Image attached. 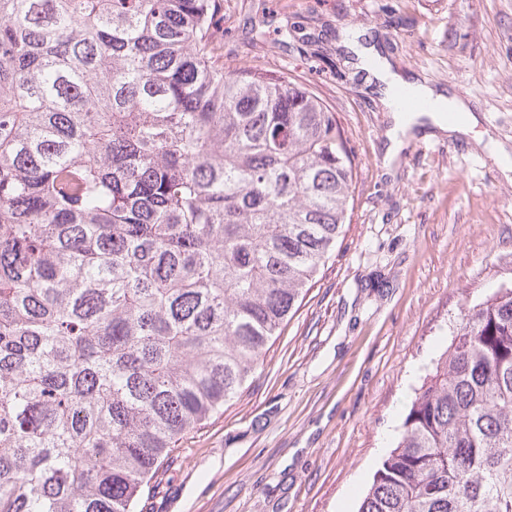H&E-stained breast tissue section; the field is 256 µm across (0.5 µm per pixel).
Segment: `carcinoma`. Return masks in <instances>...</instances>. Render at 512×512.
<instances>
[{"label": "carcinoma", "mask_w": 512, "mask_h": 512, "mask_svg": "<svg viewBox=\"0 0 512 512\" xmlns=\"http://www.w3.org/2000/svg\"><path fill=\"white\" fill-rule=\"evenodd\" d=\"M221 0H0V512H135L347 223L323 99ZM358 512H512V286L461 311Z\"/></svg>", "instance_id": "obj_1"}]
</instances>
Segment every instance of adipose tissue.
<instances>
[{"instance_id": "adipose-tissue-1", "label": "adipose tissue", "mask_w": 512, "mask_h": 512, "mask_svg": "<svg viewBox=\"0 0 512 512\" xmlns=\"http://www.w3.org/2000/svg\"><path fill=\"white\" fill-rule=\"evenodd\" d=\"M364 36V30H353L345 35L343 44L355 56L357 68L365 72L367 82L378 90L382 103L391 114L393 124L386 132L383 158L385 170H393L404 147L414 138L416 128L425 120L431 125L432 135L473 137L477 146L490 153L502 175L512 174V151L490 132H478L480 119L470 101L447 93L443 88L429 85L416 74L394 70L387 56L382 55L375 46L364 45ZM403 87L429 101L430 111L403 114L395 98L397 90ZM449 111L462 114V121L448 122L445 114Z\"/></svg>"}]
</instances>
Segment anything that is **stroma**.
Instances as JSON below:
<instances>
[{"instance_id":"1","label":"stroma","mask_w":512,"mask_h":512,"mask_svg":"<svg viewBox=\"0 0 512 512\" xmlns=\"http://www.w3.org/2000/svg\"><path fill=\"white\" fill-rule=\"evenodd\" d=\"M218 26L225 69L285 72L330 104L354 206L251 386L189 436L137 512H357L461 310L512 283V180L445 136L415 139L385 175L389 113L341 40L367 29L512 146V0H224Z\"/></svg>"}]
</instances>
